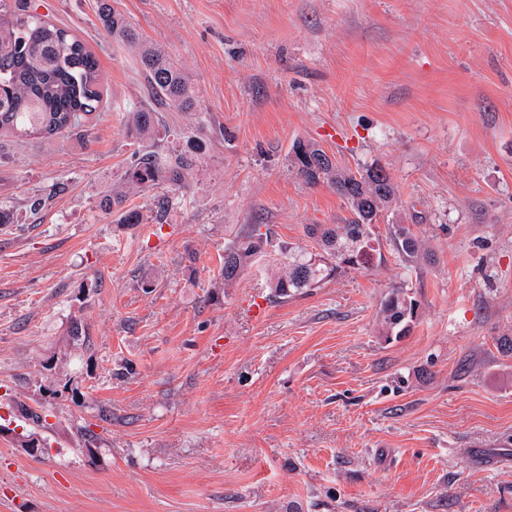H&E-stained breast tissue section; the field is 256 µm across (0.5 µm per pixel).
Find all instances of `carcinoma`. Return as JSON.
I'll use <instances>...</instances> for the list:
<instances>
[{
	"instance_id": "cac0c4a2",
	"label": "carcinoma",
	"mask_w": 512,
	"mask_h": 512,
	"mask_svg": "<svg viewBox=\"0 0 512 512\" xmlns=\"http://www.w3.org/2000/svg\"><path fill=\"white\" fill-rule=\"evenodd\" d=\"M115 0H98V20L106 37L130 48L136 55L148 96L175 112H200L199 96L185 68L161 45L143 39L137 28L114 6ZM99 60L83 40L29 10L25 0H0V135L19 139L51 138L72 132L106 103ZM130 131L140 148L128 162L123 183L101 196L100 209L117 212L124 224H142L144 218L127 207L130 198L149 189L165 187L157 201V216L184 201L193 160L166 149L170 137L202 148L204 125L196 132L160 128L156 110L129 112ZM293 161L309 184L328 182L347 201L351 218L344 224H313L307 235L320 247L317 253L274 244L271 231L261 234L253 224H243L224 246L221 275L224 287H233L257 261L277 255L267 278L272 296L292 297L317 288L343 269L371 264L375 224L379 213L394 198L395 186L380 165L355 174L336 169L315 145L298 142ZM393 250L400 261L413 263L424 256L422 245L404 224L392 225ZM415 300L402 287H394L381 303L382 335L402 336L410 330Z\"/></svg>"
}]
</instances>
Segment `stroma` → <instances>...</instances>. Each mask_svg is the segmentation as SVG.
<instances>
[{"label":"stroma","instance_id":"1","mask_svg":"<svg viewBox=\"0 0 512 512\" xmlns=\"http://www.w3.org/2000/svg\"><path fill=\"white\" fill-rule=\"evenodd\" d=\"M29 2L96 53L110 97L76 131L0 137L19 213L0 232V512H512V0H119L184 63L208 134L183 203L155 224L161 189L136 195L134 226L98 194L135 148L140 68L97 0ZM300 141L391 175L381 258L287 299L262 262L225 287L239 225L314 251L307 226L350 218L298 175ZM395 224L431 262L399 261ZM399 285L417 314L388 341ZM20 403L49 413L46 450L19 446ZM415 309V300L403 287H394L381 303L379 322L382 335L402 336L410 330Z\"/></svg>","mask_w":512,"mask_h":512}]
</instances>
